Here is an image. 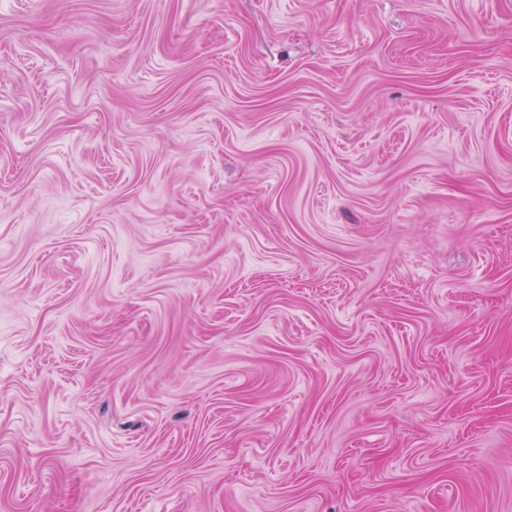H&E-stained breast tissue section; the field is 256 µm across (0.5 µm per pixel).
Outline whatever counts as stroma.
Instances as JSON below:
<instances>
[{"label": "stroma", "instance_id": "obj_1", "mask_svg": "<svg viewBox=\"0 0 512 512\" xmlns=\"http://www.w3.org/2000/svg\"><path fill=\"white\" fill-rule=\"evenodd\" d=\"M0 512H512V0H0Z\"/></svg>", "mask_w": 512, "mask_h": 512}]
</instances>
